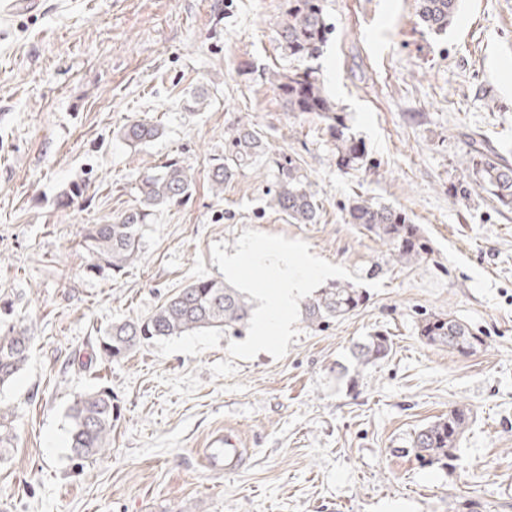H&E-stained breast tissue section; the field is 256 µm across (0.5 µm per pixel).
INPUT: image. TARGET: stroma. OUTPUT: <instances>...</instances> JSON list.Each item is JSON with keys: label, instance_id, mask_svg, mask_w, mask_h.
Returning <instances> with one entry per match:
<instances>
[{"label": "stroma", "instance_id": "35a3bbf8", "mask_svg": "<svg viewBox=\"0 0 512 512\" xmlns=\"http://www.w3.org/2000/svg\"><path fill=\"white\" fill-rule=\"evenodd\" d=\"M280 3L41 0L0 20V300L35 335L0 390L18 413L0 512H512V208L466 186L461 165L476 137L512 160V0H462L439 36L414 0H325L321 70L369 149L351 174L322 124L288 111L264 77L290 66L275 41ZM136 117L163 136L128 145L120 130ZM237 120L298 160L318 223L268 208L262 163L213 195L209 167ZM170 158L194 177L189 201L145 226L122 275L87 277L84 225L136 205L139 174ZM73 182L87 200L60 208ZM356 194L405 211L427 254L395 262L346 223ZM248 241L293 253L317 287L353 283L364 305L322 329L294 313L262 351L203 331L81 366L112 322L223 278L225 255ZM448 313L480 337L472 352L419 335L425 316ZM378 330L391 355L357 367L354 343ZM99 385L121 416L105 455L78 468L66 409ZM461 404L472 419L453 458L421 465L407 452L414 433ZM220 432L246 452L235 472L203 459Z\"/></svg>", "mask_w": 512, "mask_h": 512}]
</instances>
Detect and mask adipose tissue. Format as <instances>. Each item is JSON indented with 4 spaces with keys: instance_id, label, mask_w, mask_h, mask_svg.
<instances>
[{
    "instance_id": "obj_1",
    "label": "adipose tissue",
    "mask_w": 512,
    "mask_h": 512,
    "mask_svg": "<svg viewBox=\"0 0 512 512\" xmlns=\"http://www.w3.org/2000/svg\"><path fill=\"white\" fill-rule=\"evenodd\" d=\"M246 265L261 267L267 273L263 282L256 284L253 290L259 300L254 317L255 343L266 348L287 335L292 314L299 300L314 285L316 276L305 271L297 259L282 250L252 242L225 258L224 272L235 277Z\"/></svg>"
}]
</instances>
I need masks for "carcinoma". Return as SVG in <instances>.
Segmentation results:
<instances>
[{
    "label": "carcinoma",
    "mask_w": 512,
    "mask_h": 512,
    "mask_svg": "<svg viewBox=\"0 0 512 512\" xmlns=\"http://www.w3.org/2000/svg\"><path fill=\"white\" fill-rule=\"evenodd\" d=\"M459 2L417 0L419 24L430 33H445L455 20ZM330 34L324 0H283L276 40L300 66L282 72L272 70L267 80L288 111L324 124L326 142L338 170L360 171L368 167L366 145L351 131L347 117L326 89L320 68L312 64L323 53ZM161 135L160 126L147 118L130 120L121 130L123 140L131 146L147 144ZM261 161L272 163L274 171L273 188L267 192L268 207L293 224L318 223L320 206L300 164L289 155L272 152L250 123L238 120L227 127L224 156L215 159L209 174L212 193L223 195L224 184L240 170ZM464 164L476 186L502 206L512 207L511 162L486 148L482 140L474 139ZM85 189L84 184L73 185L60 194L58 205L70 207L83 198ZM193 189L192 174L174 158L144 172L138 204L114 220L85 225L80 241L86 255L85 272L115 277L138 261L143 226L151 223L157 211L190 199ZM343 211L348 223L365 226L389 246L393 261L422 258L424 243L403 210L356 195ZM366 298V293L352 284L336 282L304 302L301 315L309 324L319 326L356 311ZM11 315L9 304L0 306V389L9 386L23 369L34 339L30 328ZM251 318L252 305L238 289L221 279L199 277L166 298L150 315L115 322L104 329L87 363L119 362L145 343L205 330L221 331L227 338L239 337L248 329ZM419 331L428 343L461 354L471 352L479 342L466 325L449 314L424 318ZM391 350L388 333L378 331L354 345L352 353L357 364L365 367L387 359ZM119 417L112 389L100 386L79 394L67 410L71 457L84 462L102 455L109 448L112 426ZM15 418V408L0 400V463L8 460L15 448ZM470 419V409L459 405L421 428L411 445L417 459L432 464L452 457Z\"/></svg>",
    "instance_id": "carcinoma-1"
}]
</instances>
